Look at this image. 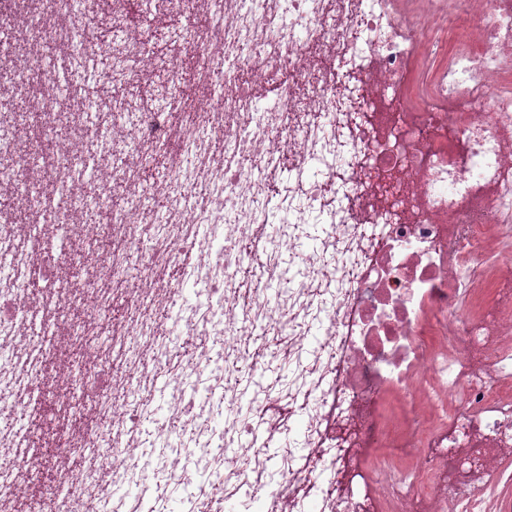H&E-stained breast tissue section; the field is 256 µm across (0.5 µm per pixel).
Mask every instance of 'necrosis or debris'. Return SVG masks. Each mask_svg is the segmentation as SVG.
Returning a JSON list of instances; mask_svg holds the SVG:
<instances>
[{
	"label": "necrosis or debris",
	"mask_w": 512,
	"mask_h": 512,
	"mask_svg": "<svg viewBox=\"0 0 512 512\" xmlns=\"http://www.w3.org/2000/svg\"><path fill=\"white\" fill-rule=\"evenodd\" d=\"M208 12L206 32L184 43L207 95L179 128L124 100L71 111L80 133L64 138L50 96L35 118L0 123V183L25 224L0 230V411L24 418L45 406L53 342L68 326L96 367L58 406L66 416L111 409L112 512H153L128 440L155 391L112 408L87 385L115 358L141 367L131 350L153 336H197L202 356L155 363L168 386L151 429L187 415L225 498L245 493L255 512H512L498 493L512 484L501 465L512 455V0H208ZM58 14L65 26L48 23ZM17 18L28 43L89 71L99 46L79 0L22 16L17 0H0V28ZM314 44L335 66L309 61ZM172 141L161 184L117 160L84 194L102 144L150 159ZM285 157L301 177L273 200L267 183ZM59 182L72 204L51 211L44 187ZM86 204L107 220L86 225L82 248L44 237L43 219L69 231ZM311 223L320 231L308 244L300 227ZM187 252L198 274L168 280ZM132 253L142 286L126 292L117 332L112 286L129 282ZM92 257L102 275L57 286L60 270L83 272ZM157 304L177 320H146ZM20 333L32 339L21 354ZM307 358L322 378L316 396L336 411L326 423L290 418L315 450L280 483H255L239 463L255 401L233 379L274 360L299 383ZM43 445L26 426L0 436L11 460L1 494L14 463Z\"/></svg>",
	"instance_id": "4bbe7bcc"
}]
</instances>
